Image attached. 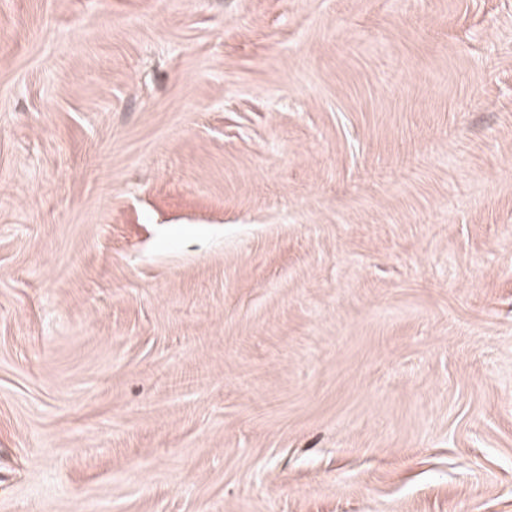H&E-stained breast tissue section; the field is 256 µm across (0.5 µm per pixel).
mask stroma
Wrapping results in <instances>:
<instances>
[{"mask_svg":"<svg viewBox=\"0 0 512 512\" xmlns=\"http://www.w3.org/2000/svg\"><path fill=\"white\" fill-rule=\"evenodd\" d=\"M0 512H512V0H0Z\"/></svg>","mask_w":512,"mask_h":512,"instance_id":"obj_1","label":"stroma"}]
</instances>
